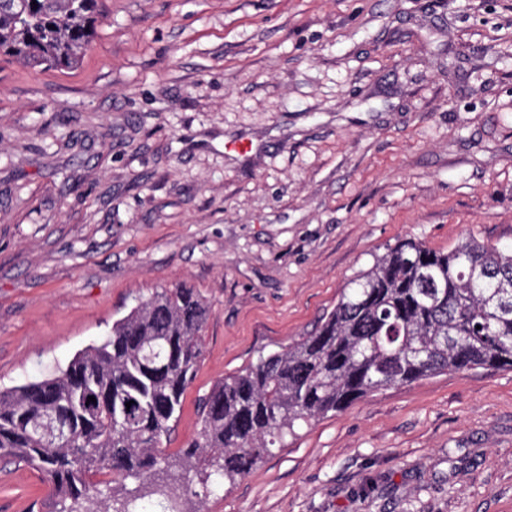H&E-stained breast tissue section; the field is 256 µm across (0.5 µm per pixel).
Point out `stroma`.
I'll return each instance as SVG.
<instances>
[{
    "label": "stroma",
    "mask_w": 512,
    "mask_h": 512,
    "mask_svg": "<svg viewBox=\"0 0 512 512\" xmlns=\"http://www.w3.org/2000/svg\"><path fill=\"white\" fill-rule=\"evenodd\" d=\"M72 69L0 55V388L195 288L199 399L310 334L398 239L512 246V0H100ZM250 148L232 150L235 141ZM179 512H512V370L443 372L298 430ZM0 458V512H53Z\"/></svg>",
    "instance_id": "35a3bbf8"
}]
</instances>
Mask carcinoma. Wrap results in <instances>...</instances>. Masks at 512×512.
Returning a JSON list of instances; mask_svg holds the SVG:
<instances>
[{"instance_id": "carcinoma-1", "label": "carcinoma", "mask_w": 512, "mask_h": 512, "mask_svg": "<svg viewBox=\"0 0 512 512\" xmlns=\"http://www.w3.org/2000/svg\"><path fill=\"white\" fill-rule=\"evenodd\" d=\"M98 2L0 0V54L76 66ZM209 315L193 288L155 294L58 373L0 390V456L40 471L60 512H141L148 489L178 466L213 488L231 484L300 427L371 393L446 371L511 370L512 248L398 241L348 282L313 333L215 383L198 438L171 461L160 443L196 378ZM48 416L70 425L66 439L31 432Z\"/></svg>"}]
</instances>
